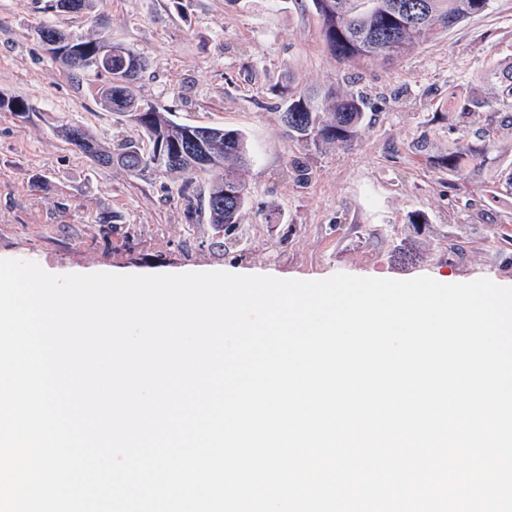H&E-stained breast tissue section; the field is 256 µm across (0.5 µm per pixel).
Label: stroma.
I'll use <instances>...</instances> for the list:
<instances>
[{
  "label": "stroma",
  "mask_w": 512,
  "mask_h": 512,
  "mask_svg": "<svg viewBox=\"0 0 512 512\" xmlns=\"http://www.w3.org/2000/svg\"><path fill=\"white\" fill-rule=\"evenodd\" d=\"M44 2L0 0V93L32 106L0 112V258L132 275L186 267L299 280L347 273L512 283V194L497 186L512 168V134L495 166L466 178L430 165L484 123L475 114L450 125V102L481 90L489 65L512 59V0H494L396 62L361 67L327 50L311 0H97L88 14L51 13ZM47 23L139 50L147 60L139 95L178 121L245 133L251 202L225 250L203 247L212 228L186 220L165 178L93 164L55 134L66 122L104 143L136 131L98 104L97 79L76 82L45 49L37 30ZM290 82L351 84L367 97L360 138L318 152L304 185L284 175L304 151L281 121L278 90ZM415 210L427 223L408 224ZM481 210L488 222L460 219ZM103 214L111 225L99 223Z\"/></svg>",
  "instance_id": "obj_1"
}]
</instances>
